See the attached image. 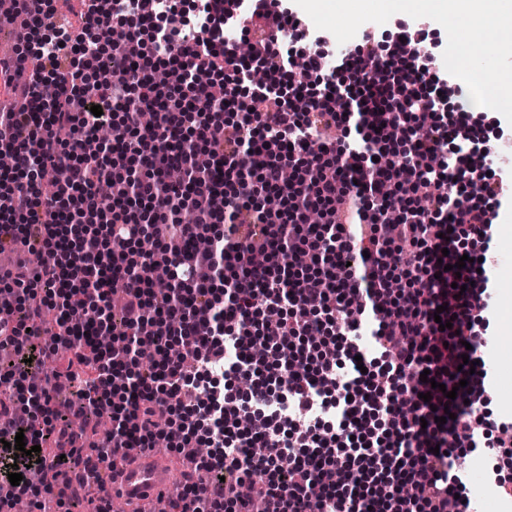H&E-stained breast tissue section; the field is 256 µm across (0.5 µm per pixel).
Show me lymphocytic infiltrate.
I'll return each mask as SVG.
<instances>
[{
	"instance_id": "lymphocytic-infiltrate-1",
	"label": "lymphocytic infiltrate",
	"mask_w": 512,
	"mask_h": 512,
	"mask_svg": "<svg viewBox=\"0 0 512 512\" xmlns=\"http://www.w3.org/2000/svg\"><path fill=\"white\" fill-rule=\"evenodd\" d=\"M81 2V27L124 33L112 79L88 70L98 44L55 26L51 0H13L28 34L0 60L19 103L0 112V254L42 253L0 268V410L12 411L0 504H81L96 465L159 433L191 445L205 402L213 452L175 512H459L454 451L497 432L505 447L512 424L475 418L488 372L462 360L487 344L476 319L489 279L457 262L473 244L494 250L487 204L505 194L502 175L478 174L487 157L467 118L446 112L453 75L430 69L407 29L389 48L366 37L330 62L296 57L284 29L318 33L277 0H153L147 13L138 0ZM231 30L262 31L263 51L240 56ZM162 70L178 80L159 83ZM279 84L291 98H272ZM353 120L367 132L349 143L338 133ZM105 127L111 141L87 152ZM314 209L321 223H307ZM262 317L278 320L277 338ZM106 334L122 349L99 345ZM74 415L89 430L112 420L87 461ZM19 433L37 455L12 449Z\"/></svg>"
}]
</instances>
